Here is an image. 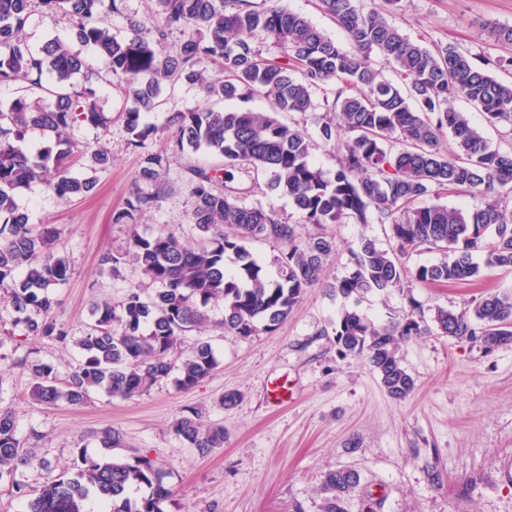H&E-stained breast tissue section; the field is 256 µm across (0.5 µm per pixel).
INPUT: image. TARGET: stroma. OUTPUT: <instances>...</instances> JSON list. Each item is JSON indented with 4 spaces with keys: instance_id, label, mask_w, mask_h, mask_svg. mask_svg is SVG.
<instances>
[{
    "instance_id": "obj_1",
    "label": "stroma",
    "mask_w": 512,
    "mask_h": 512,
    "mask_svg": "<svg viewBox=\"0 0 512 512\" xmlns=\"http://www.w3.org/2000/svg\"><path fill=\"white\" fill-rule=\"evenodd\" d=\"M387 18L432 50L454 44L477 63L486 57H512V47L492 45L484 29L488 21L512 25V0H403L401 9ZM25 34L36 49L52 36L73 40L74 29L68 16L36 9ZM96 74L111 122L104 130L75 125L70 137L107 151L111 167L96 171L78 165L79 173L97 181L85 197L65 201L41 183L22 188L15 197L31 224H53L59 230L54 248L68 258L72 274L53 291L52 316L68 330L69 339L34 341L18 333L0 343V406L12 410L20 437L50 463L46 470L31 467L0 477V512H24L23 500L10 493L12 479L40 488L69 468L80 449L121 461L131 460L133 450L147 452L174 491L164 512H289L297 501L305 512H319L317 489L323 474L342 468L361 477L350 512H361L368 497L377 512H512L511 344L488 350L435 332L411 337L401 344L399 355L416 389L397 401L387 395L365 358L338 356L333 335V324L345 308L358 307L383 324L406 315L414 301L429 319L439 306L459 311L472 308L490 291L512 294V270H491L484 281L469 286L411 279L404 289L370 292L358 302L331 298L315 287L277 331L246 339L224 332V302L219 299L207 309V326L178 341L179 358L206 341L218 360L212 374L193 389H179L168 378L129 400L101 390L78 406L29 399L30 362L52 364L62 382L76 369L80 352L75 341L93 323V304L119 306L134 285L145 298L156 291V284L132 262L121 263L112 276L99 275L98 263L105 253L125 250L126 227L113 223L112 216L123 207L143 154H171L169 116L206 103L200 84L183 79L167 84L159 107L146 116L158 133L137 148L130 145L123 122V89L104 68ZM221 166L219 158L202 150L173 157L163 173L165 196L159 206L143 211L140 224L195 241L197 232L188 219L193 208L190 170ZM234 175L219 184L240 204L274 209L282 220L299 224L302 234L315 233V226L301 224L288 197L268 188L267 177L240 169ZM326 230L336 237V252L325 266L329 278L350 271V250L359 238L387 250L395 246L388 225L373 216L364 224H330ZM281 385L288 389V400L276 405L270 396ZM228 391L240 396L230 409L220 405ZM188 408L223 422V447L203 457L181 442L171 425ZM104 429L119 431L124 447L101 448L95 434ZM33 430L38 440H30Z\"/></svg>"
}]
</instances>
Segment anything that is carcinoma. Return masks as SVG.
Instances as JSON below:
<instances>
[{
    "mask_svg": "<svg viewBox=\"0 0 512 512\" xmlns=\"http://www.w3.org/2000/svg\"><path fill=\"white\" fill-rule=\"evenodd\" d=\"M264 2L265 7L255 9L248 0H156L151 25L132 20L130 35L118 37L105 18L121 12L123 0H0V86H22L0 109V293L15 324L27 337L66 342L67 330L52 317L56 301L51 289L71 274L67 258L53 250L57 227L28 224L15 192L41 182L60 199L90 194L95 179L78 175L72 165L73 155L87 150L67 133L76 124L98 128L108 123L81 53L60 39L48 40L37 52L28 43L23 31L36 3L70 17L80 45L126 83L124 124L131 145L141 147L157 132L145 115L156 108L166 83L196 81L212 104L170 116L174 152L204 149L222 157L229 179L238 164H247L292 201L303 224H365L373 212L379 223L389 225L398 250L389 252L363 237L351 251L352 271L326 280L335 237L321 232L298 240L296 225L272 209L238 204L216 187L217 170L204 168L192 169L189 181L194 200L189 221L200 241L190 244L170 233L148 232L137 216L158 205L162 190L145 195L140 183L161 185L169 164V156L148 153L125 206L113 217V223L127 226L128 251L103 255L100 273L117 272L127 257L159 288L148 299L129 289L118 309L107 302L94 304V324L76 341L81 353L77 369L60 387L52 365L30 364L31 400L81 405L96 389L132 399L174 371L180 389L196 387L217 367L215 352L202 341L178 362L177 337L205 324L208 305L219 298L224 300V330L250 337L278 330L315 286L331 298L357 301L369 291L400 289L409 277L462 285L481 280L487 270L512 269V209L506 205L512 198V149L490 148L469 113L454 106L462 98L511 132L512 82L477 66L456 45L429 51L361 0H318L319 9L346 32L349 50L284 0ZM173 29L183 35L175 48L168 46ZM485 30L494 44L512 46V26L488 23ZM261 40L271 42L276 52L262 55L256 47ZM379 57L402 83L382 76ZM204 61L217 66L216 75L204 74ZM79 75L83 83L77 85ZM333 83L338 88L331 110L338 122H323L319 135L326 144L343 139V153L329 174L312 160L314 138L308 130L279 115L313 110L316 94ZM255 93L268 97L273 111L213 106ZM33 129L48 134L54 147L30 151L26 137ZM446 134L452 137L448 148L442 143ZM440 189L465 190L477 204L469 209L415 206ZM257 239L282 246L274 257V278L246 246ZM423 245L450 256L409 270L404 258ZM478 250L486 251L483 267L473 261ZM432 322L442 336L493 349L512 342V295L487 293L470 311L438 307ZM428 332L424 313L415 305L384 325L346 308L334 324L339 355L366 356L386 393L399 401L416 387L398 356L400 343ZM173 431L202 456L224 447V424L197 408L182 411ZM35 464L18 436L13 412L0 408V478ZM360 481L353 469L325 473L320 512H349ZM142 487L148 495L131 499V492ZM11 494L27 500L26 512H90L93 499L105 505L104 512H162L172 490L145 452H135L134 462L128 463L93 459L81 450L69 470L37 492L16 481Z\"/></svg>",
    "mask_w": 512,
    "mask_h": 512,
    "instance_id": "carcinoma-1",
    "label": "carcinoma"
}]
</instances>
